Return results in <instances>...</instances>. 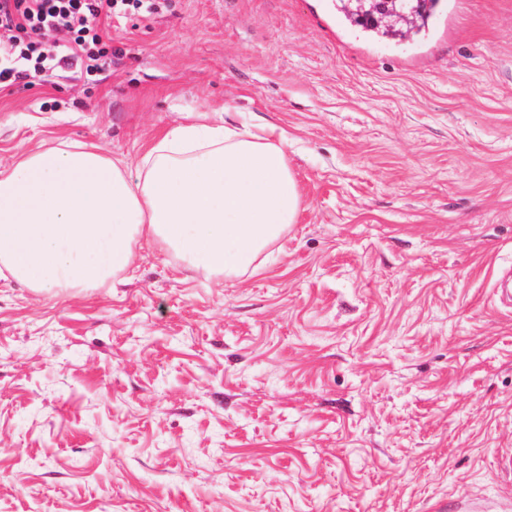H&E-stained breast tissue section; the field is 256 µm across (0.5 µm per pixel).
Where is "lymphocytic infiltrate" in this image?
<instances>
[{
  "instance_id": "obj_1",
  "label": "lymphocytic infiltrate",
  "mask_w": 512,
  "mask_h": 512,
  "mask_svg": "<svg viewBox=\"0 0 512 512\" xmlns=\"http://www.w3.org/2000/svg\"><path fill=\"white\" fill-rule=\"evenodd\" d=\"M160 0H0V90L61 68L96 81L112 55L115 12L157 11Z\"/></svg>"
}]
</instances>
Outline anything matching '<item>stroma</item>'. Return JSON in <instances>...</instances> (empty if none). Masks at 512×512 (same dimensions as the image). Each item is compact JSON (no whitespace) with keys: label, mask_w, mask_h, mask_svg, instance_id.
<instances>
[{"label":"stroma","mask_w":512,"mask_h":512,"mask_svg":"<svg viewBox=\"0 0 512 512\" xmlns=\"http://www.w3.org/2000/svg\"><path fill=\"white\" fill-rule=\"evenodd\" d=\"M388 24L164 0L97 83L0 91V163L93 143L134 177L202 115L283 130L302 194L233 279L146 240L110 288L0 278V512H512V0Z\"/></svg>","instance_id":"obj_1"}]
</instances>
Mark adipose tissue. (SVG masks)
Wrapping results in <instances>:
<instances>
[{
  "instance_id": "obj_1",
  "label": "adipose tissue",
  "mask_w": 512,
  "mask_h": 512,
  "mask_svg": "<svg viewBox=\"0 0 512 512\" xmlns=\"http://www.w3.org/2000/svg\"><path fill=\"white\" fill-rule=\"evenodd\" d=\"M274 126L177 125L138 178L95 146L48 147L0 165V274L42 291L106 288L149 238L213 278L246 272L302 204Z\"/></svg>"
}]
</instances>
